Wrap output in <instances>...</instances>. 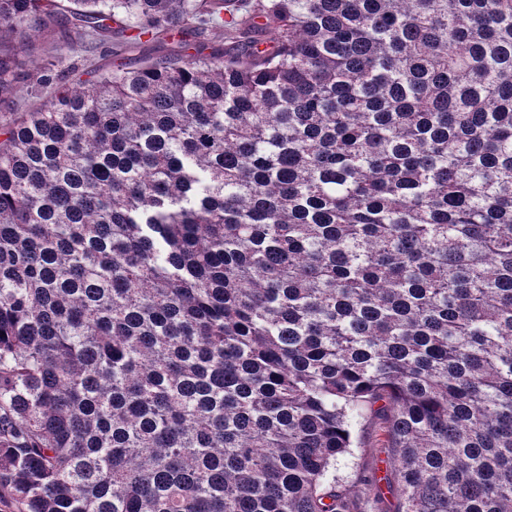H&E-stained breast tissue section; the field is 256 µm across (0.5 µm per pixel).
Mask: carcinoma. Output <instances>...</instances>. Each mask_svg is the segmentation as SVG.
I'll list each match as a JSON object with an SVG mask.
<instances>
[{"label":"carcinoma","instance_id":"cac0c4a2","mask_svg":"<svg viewBox=\"0 0 512 512\" xmlns=\"http://www.w3.org/2000/svg\"><path fill=\"white\" fill-rule=\"evenodd\" d=\"M0 0L227 47L64 80L0 126V501L512 512V0ZM183 39L194 44L204 55H209L224 48V39L222 35L216 31L207 30L203 34L187 35ZM386 420L374 410L370 411L357 432V447L353 448L349 468L340 466L339 474L347 480L353 479L354 472L365 475L376 474L377 478L391 475L393 468L385 442Z\"/></svg>","mask_w":512,"mask_h":512}]
</instances>
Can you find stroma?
<instances>
[{
  "label": "stroma",
  "mask_w": 512,
  "mask_h": 512,
  "mask_svg": "<svg viewBox=\"0 0 512 512\" xmlns=\"http://www.w3.org/2000/svg\"><path fill=\"white\" fill-rule=\"evenodd\" d=\"M6 41L20 48L24 63L25 77L19 83L12 101L0 105V119L30 112L47 103L56 88L55 83L37 82V75L60 74L72 79L82 77L85 71L99 69L106 71L114 64L126 63L132 66L145 60L162 56H180L183 53L180 39L176 36H159L158 39L137 49L126 48L120 32L112 36L89 41L76 33L47 37L28 35L14 31L7 33ZM387 423L377 412H369L357 432V446L347 468L340 474L352 478L354 473L385 477L393 465L388 457L385 442Z\"/></svg>",
  "instance_id": "obj_1"
}]
</instances>
